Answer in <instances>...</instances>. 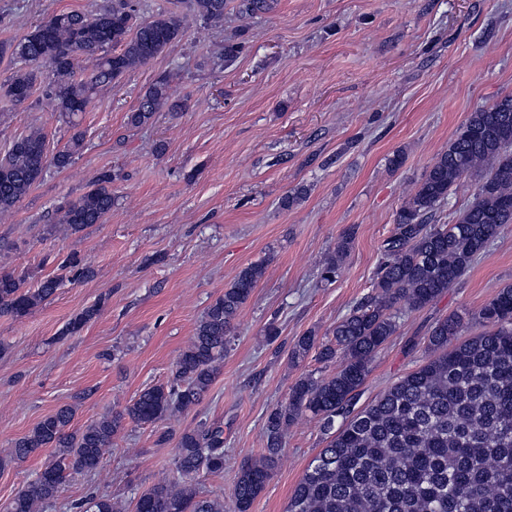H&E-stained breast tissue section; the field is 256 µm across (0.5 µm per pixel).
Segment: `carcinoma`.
<instances>
[{
    "label": "carcinoma",
    "instance_id": "obj_1",
    "mask_svg": "<svg viewBox=\"0 0 512 512\" xmlns=\"http://www.w3.org/2000/svg\"><path fill=\"white\" fill-rule=\"evenodd\" d=\"M273 0H239V13L253 16ZM226 0H186L188 12L205 24L224 22ZM186 34L177 10L139 19L133 0H112L95 13H57L18 41L0 44V59L20 64L0 84V93L23 103L40 84V68L52 71L46 91L53 111L73 119L86 111L96 89L161 54ZM177 76H159L141 96L128 124L139 127L169 103ZM82 145L74 134L48 156L39 129L15 139L0 160V215H7L43 177L49 165L71 166ZM480 178L475 200L454 224H437L435 215L463 179ZM118 175L99 174L95 185L59 208L58 223L76 234L99 224L112 211L111 184ZM512 224V96L470 113L448 149L426 168L419 184L394 218V230L381 245L375 293L359 303L321 344L318 359L341 361L328 376L304 374L290 387L288 400L267 416L261 457L245 461L233 489L235 512H250L271 479L290 426L309 415L321 424L327 444L296 485L288 512H512V286L499 289L474 312L436 320L428 332L424 364L395 383L379 399L355 410L371 364L398 328L402 304L422 309L448 291L504 227ZM352 234L336 240L325 268L335 276L347 257ZM61 268L72 281L92 276L75 255ZM265 263L242 269L205 310L190 343L179 354L168 380L142 390L123 410L71 430L74 410L63 406L11 444L0 467L23 461L42 448L53 459L22 486L6 512H45L54 506L66 478L89 476L128 423L155 424L197 407L209 393L228 352L233 320L264 274ZM28 274L0 272V313L25 316L56 293L61 279L48 276L34 288ZM104 304L86 308L65 334L79 331ZM484 328L457 346L451 342L472 324ZM316 345L309 332L295 341L291 359L303 361ZM175 470L144 491L134 512H224V502L200 494L186 478L224 471V425L198 421L178 436ZM70 512H114L112 499L89 494Z\"/></svg>",
    "mask_w": 512,
    "mask_h": 512
}]
</instances>
